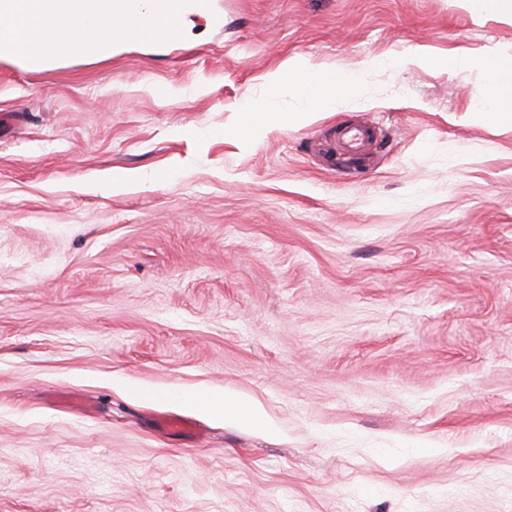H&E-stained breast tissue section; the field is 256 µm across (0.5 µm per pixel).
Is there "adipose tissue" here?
<instances>
[{
	"label": "adipose tissue",
	"instance_id": "1",
	"mask_svg": "<svg viewBox=\"0 0 512 512\" xmlns=\"http://www.w3.org/2000/svg\"><path fill=\"white\" fill-rule=\"evenodd\" d=\"M54 35V21L40 9L39 0H14L12 23L0 32V38L9 42L13 52L21 56L26 55L36 43L50 41ZM379 65V60H366L357 71L336 83L328 73L312 66L305 58H294L287 73L268 75L271 93L266 99L243 104L237 129L245 134H256L273 123L306 124L315 114L335 110L343 102L357 97L366 75ZM285 95L297 101L295 111H279V101ZM506 97H512V79L502 76L490 85L483 98L471 102L469 118L488 125L502 122L506 115L500 112L499 107ZM173 400L266 433L274 430L272 421L260 405L229 390L213 392L202 398L177 394Z\"/></svg>",
	"mask_w": 512,
	"mask_h": 512
}]
</instances>
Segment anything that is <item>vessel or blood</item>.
Wrapping results in <instances>:
<instances>
[{
  "label": "vessel or blood",
  "instance_id": "obj_1",
  "mask_svg": "<svg viewBox=\"0 0 512 512\" xmlns=\"http://www.w3.org/2000/svg\"><path fill=\"white\" fill-rule=\"evenodd\" d=\"M43 7L56 21L57 37L30 50L27 58L35 64L61 56L95 57L102 54L103 42L95 39L76 41L72 34L78 30L96 28L98 17L104 11L116 20L111 29V39L117 43L128 37L125 20L145 10L153 19L163 22L164 27L157 36L167 41L176 38L175 29L167 25L173 14H201L208 17L215 14L214 0H44Z\"/></svg>",
  "mask_w": 512,
  "mask_h": 512
}]
</instances>
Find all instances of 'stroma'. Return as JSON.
Wrapping results in <instances>:
<instances>
[{
    "label": "stroma",
    "mask_w": 512,
    "mask_h": 512,
    "mask_svg": "<svg viewBox=\"0 0 512 512\" xmlns=\"http://www.w3.org/2000/svg\"><path fill=\"white\" fill-rule=\"evenodd\" d=\"M215 11L100 59L0 56V512H512V125L466 116L512 17ZM420 48L306 125L227 134L293 58L340 78ZM340 126L373 130L364 163ZM224 388L277 434L161 398Z\"/></svg>",
    "instance_id": "1"
}]
</instances>
